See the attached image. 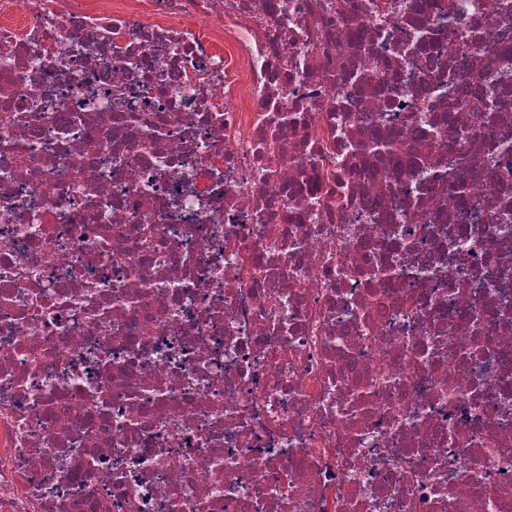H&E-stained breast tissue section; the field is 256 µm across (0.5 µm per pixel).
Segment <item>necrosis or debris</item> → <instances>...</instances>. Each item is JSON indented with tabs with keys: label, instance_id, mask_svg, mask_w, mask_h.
Wrapping results in <instances>:
<instances>
[{
	"label": "necrosis or debris",
	"instance_id": "necrosis-or-debris-1",
	"mask_svg": "<svg viewBox=\"0 0 512 512\" xmlns=\"http://www.w3.org/2000/svg\"><path fill=\"white\" fill-rule=\"evenodd\" d=\"M409 2L0 0V512H512V0Z\"/></svg>",
	"mask_w": 512,
	"mask_h": 512
}]
</instances>
